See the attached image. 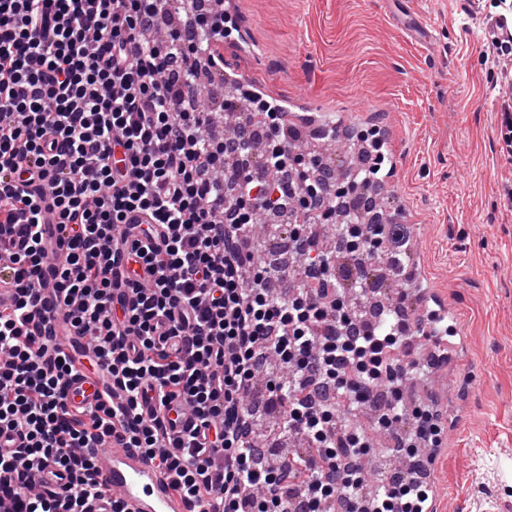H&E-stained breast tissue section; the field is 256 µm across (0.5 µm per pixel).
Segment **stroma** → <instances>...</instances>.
Listing matches in <instances>:
<instances>
[{
    "label": "stroma",
    "mask_w": 512,
    "mask_h": 512,
    "mask_svg": "<svg viewBox=\"0 0 512 512\" xmlns=\"http://www.w3.org/2000/svg\"><path fill=\"white\" fill-rule=\"evenodd\" d=\"M261 49L234 70L280 100L355 131L386 129L395 220L413 255L409 280L459 322L442 376L450 387L437 512H512V164L497 145L500 100L478 0H232Z\"/></svg>",
    "instance_id": "35a3bbf8"
}]
</instances>
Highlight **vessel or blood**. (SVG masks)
Returning a JSON list of instances; mask_svg holds the SVG:
<instances>
[{
  "label": "vessel or blood",
  "instance_id": "b4317fda",
  "mask_svg": "<svg viewBox=\"0 0 512 512\" xmlns=\"http://www.w3.org/2000/svg\"><path fill=\"white\" fill-rule=\"evenodd\" d=\"M104 399V389L97 377L80 373L72 377L67 392L69 409H90ZM97 480L103 493L93 502L92 512H111L116 499L126 512H186L172 494L168 474L139 449L112 448L101 453Z\"/></svg>",
  "mask_w": 512,
  "mask_h": 512
}]
</instances>
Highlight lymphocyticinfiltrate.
<instances>
[{
  "label": "lymphocytic infiltrate",
  "mask_w": 512,
  "mask_h": 512,
  "mask_svg": "<svg viewBox=\"0 0 512 512\" xmlns=\"http://www.w3.org/2000/svg\"><path fill=\"white\" fill-rule=\"evenodd\" d=\"M163 0H0V435L18 436L0 471V512H85L100 497L99 452L137 448L173 475L189 512H436L416 470L366 490L371 435L341 421L379 392V418L401 420L416 375L395 355L440 322L437 310L386 330L364 325L346 287L365 288L382 244L391 260L407 228L342 224L360 257L340 267L315 226L331 224L351 183L301 153L280 104L252 94L267 179L249 156L252 122L206 133L200 83L223 73L217 44L237 32L216 6L186 34L149 38ZM490 64L512 61V0H489ZM292 208L296 259L258 262V216ZM59 317L62 348L38 315ZM84 369L107 386L95 411H70ZM299 450L280 464L256 444L250 409ZM181 409L185 422L172 418ZM443 414L415 407L392 456L441 452ZM58 485L38 487L45 466Z\"/></svg>",
  "instance_id": "obj_1"
}]
</instances>
